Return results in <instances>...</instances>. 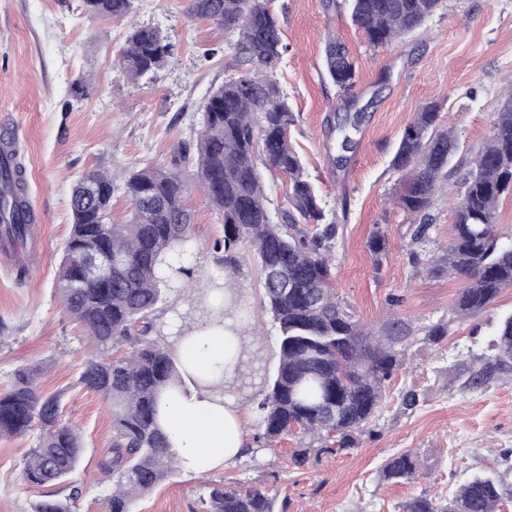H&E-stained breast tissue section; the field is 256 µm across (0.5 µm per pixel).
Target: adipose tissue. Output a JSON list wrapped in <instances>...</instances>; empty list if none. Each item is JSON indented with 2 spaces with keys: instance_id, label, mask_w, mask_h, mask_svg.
I'll return each mask as SVG.
<instances>
[{
  "instance_id": "1",
  "label": "adipose tissue",
  "mask_w": 512,
  "mask_h": 512,
  "mask_svg": "<svg viewBox=\"0 0 512 512\" xmlns=\"http://www.w3.org/2000/svg\"><path fill=\"white\" fill-rule=\"evenodd\" d=\"M233 348L217 311L175 343L183 382L163 396L158 423L187 473L198 475L231 461L245 446L239 406L224 396V371Z\"/></svg>"
}]
</instances>
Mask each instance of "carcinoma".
Instances as JSON below:
<instances>
[{
	"label": "carcinoma",
	"instance_id": "carcinoma-1",
	"mask_svg": "<svg viewBox=\"0 0 512 512\" xmlns=\"http://www.w3.org/2000/svg\"><path fill=\"white\" fill-rule=\"evenodd\" d=\"M354 26L368 47L376 50L420 28L444 0H346ZM86 13L102 21H120L131 0H83ZM270 0H189L191 17L216 23L236 35L240 73L213 90L201 109V131L194 153L182 149L172 164H148L131 171L123 195L132 212L125 223L112 222V177L100 169L88 171L73 187L74 217L56 275V291L64 308L83 333L90 351L77 384L100 394L112 416V446L99 462L101 474L112 480L105 512H134L135 502L152 491L176 468L169 437L157 423L159 402L182 382L170 346L154 313L172 279L191 278L184 265L163 275V259L186 251L194 213L186 202L181 166L192 164L194 179L224 221V276L237 264L242 241L260 259L264 303L278 329L279 364L265 383L258 402L259 433L255 441L273 444L294 433L320 442L301 448L293 459L355 448L367 432L384 399L388 381L403 365L408 327L387 320L375 336L353 318L332 288L331 248L338 225L324 223L314 185L306 177L289 133L296 115L274 79L288 52L278 16ZM168 37L156 28L139 26L116 54L120 70L136 81L158 76L171 54ZM329 76L347 93L356 85L358 68L346 45L330 38L325 45ZM363 110L338 123L341 149L353 147ZM459 149L452 131L442 127L440 105L429 102L404 128L392 168L401 173L397 205L421 214L448 178V165ZM288 182L287 223L273 222L267 207L259 162ZM0 246L16 253V279L29 274L18 249L34 237L30 220L25 168L0 155ZM512 198V95L496 114L493 134L462 180L454 208L453 238L430 273L446 274L462 287L454 303L459 316L489 308L499 294L512 288V239L496 222L499 203ZM301 224H316L308 235ZM367 248L379 263L389 251L386 235L377 230ZM82 257L110 258L105 277L81 288L68 284L80 275ZM277 274L288 287L272 284ZM246 352L237 347L232 374L224 377V395L246 387ZM512 370V315L498 329L495 354L473 372L467 385L479 387ZM41 366L26 364L15 371L13 385L0 393V439L23 437L38 429L36 446L23 465L26 482L57 485L78 468L83 452L78 428L61 421L62 393L43 394L37 388ZM423 475L417 456L405 452L384 465V480L410 482ZM507 475L493 480L474 477L449 499L425 495L403 505V512H497L504 502ZM204 512H276L275 500L259 487L222 484L211 487ZM34 512H71L67 500L52 491Z\"/></svg>",
	"mask_w": 512,
	"mask_h": 512
}]
</instances>
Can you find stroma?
<instances>
[{
	"label": "stroma",
	"instance_id": "1",
	"mask_svg": "<svg viewBox=\"0 0 512 512\" xmlns=\"http://www.w3.org/2000/svg\"><path fill=\"white\" fill-rule=\"evenodd\" d=\"M189 0H133L128 22L90 18L82 0H0V127L19 133L29 194L42 210L38 242L29 251L30 273L17 281L13 264L0 259V392L15 369L39 363L42 393H63L64 418L84 438L79 468L62 485L75 512H103L112 492L98 462L112 438L102 398L76 379L87 350L55 291V274L71 224L74 184L92 168L106 171L115 187L112 218L126 220L130 203L122 186L130 170L171 164L195 143L200 110L209 92L239 72L234 38L223 27L191 18ZM289 46L275 78L297 121L291 142L322 198L325 221L338 225L333 242V287L365 329L381 331L388 317L410 329L405 363L391 380L369 432L357 448L295 464L296 435L268 447L255 442L260 387L238 402L245 448L240 457L203 475L176 470L135 504L136 512H203L210 486L236 482L266 489L288 503V512H402L423 494L452 497L474 475L512 470V373L473 388L467 380L492 353L496 328L512 314V288L485 311L457 316L460 284L428 274L423 261L440 255L452 237V205L464 174L493 133L496 114L512 90V0H445L417 31L371 50L347 7L329 0H272ZM161 30L173 46L158 78L131 83L115 58L129 23ZM340 38L357 58L353 96L366 113L358 145L343 167L327 150L329 129L343 117L345 96L323 67L327 37ZM437 100L442 122L453 128L460 151L428 210V242L416 244L418 217L394 200L401 176L390 165L397 141L414 112ZM195 215L190 249L201 283L224 276V222L208 197L190 188ZM382 230L390 252L374 263L366 244ZM234 290L248 316L241 345L259 352L264 376L278 366L277 328L262 304L259 259L249 244L238 249ZM201 302L165 293L156 309L170 328L203 323ZM449 326L435 344L428 328ZM418 401L405 408L402 396ZM35 434L0 440V512H33L45 488L22 479ZM414 453L426 475L414 482L382 481L384 464Z\"/></svg>",
	"mask_w": 512,
	"mask_h": 512
}]
</instances>
